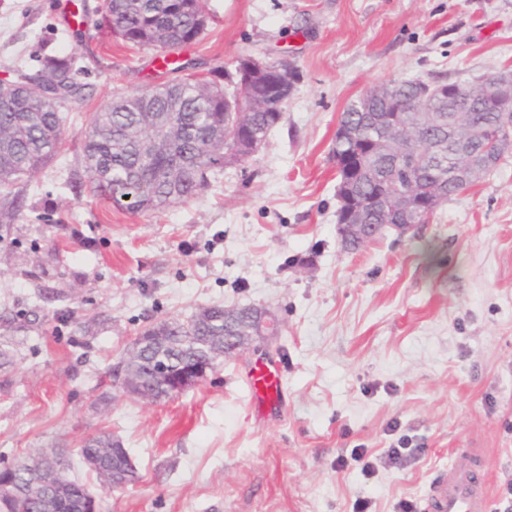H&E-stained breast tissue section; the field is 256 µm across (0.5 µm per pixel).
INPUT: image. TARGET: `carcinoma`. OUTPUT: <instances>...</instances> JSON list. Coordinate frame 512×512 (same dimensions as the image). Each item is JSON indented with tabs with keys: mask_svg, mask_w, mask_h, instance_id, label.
Instances as JSON below:
<instances>
[{
	"mask_svg": "<svg viewBox=\"0 0 512 512\" xmlns=\"http://www.w3.org/2000/svg\"><path fill=\"white\" fill-rule=\"evenodd\" d=\"M104 18L125 41L139 46L177 48L197 40L207 26L205 0H109ZM20 89L9 99L0 100V207L11 215L22 208L16 186L33 177L55 157L63 134V118L57 103L63 98L85 97V85L77 82L74 58L69 54H47L36 69L16 64ZM497 75L476 83L438 80H405L394 83L396 98L386 100L374 88L351 102L341 121L360 130L348 144L350 163L339 164L337 191L361 202L385 194L376 177L393 167L395 158L375 148L374 140L385 135L384 126L368 123L369 113L382 117L399 113L408 119L416 101L429 96L436 103L434 120L424 129L418 149L426 159L412 170V178L426 196L440 197L445 203L465 190L457 183H440L448 173V161L472 157L475 164H487L512 147V96L485 98ZM261 91H231L224 101V89L192 77L155 91L135 92L112 100L97 112L83 146L82 162L93 193H104L112 202L133 212L159 211L171 204L186 202L208 184V173L224 167V156L210 145L212 135L233 119L237 97L244 99ZM283 103L272 101L262 112L251 114L253 133L264 142L282 119ZM467 123L482 136L499 137L502 150H484L480 139L465 144L456 140L453 118ZM403 220L381 211L370 216L375 228L368 238L356 243V251L374 241L384 225ZM224 336V306L215 304L195 312L188 320L167 319L143 329L134 343L140 352L132 364V380L158 400L169 394L152 378L157 355L174 366L190 369L207 359L213 343ZM107 449L101 466L93 469L97 478L107 481L121 475L126 483L138 480L135 469L127 468V455H114L108 449L119 445L109 434L86 441L82 455L95 451L94 444ZM29 457L25 456L0 474L19 486L14 512H84L90 493L83 484L65 476L55 481L48 493L29 487Z\"/></svg>",
	"mask_w": 512,
	"mask_h": 512,
	"instance_id": "carcinoma-1",
	"label": "carcinoma"
}]
</instances>
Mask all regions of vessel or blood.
I'll list each match as a JSON object with an SVG mask.
<instances>
[{
    "mask_svg": "<svg viewBox=\"0 0 512 512\" xmlns=\"http://www.w3.org/2000/svg\"><path fill=\"white\" fill-rule=\"evenodd\" d=\"M253 389L252 404L259 418L281 417L285 393L279 362L254 365L247 375ZM425 512H486L487 494L478 475L464 465L449 466L430 488L424 500Z\"/></svg>",
    "mask_w": 512,
    "mask_h": 512,
    "instance_id": "b4317fda",
    "label": "vessel or blood"
}]
</instances>
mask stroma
I'll return each instance as SVG.
<instances>
[{
  "mask_svg": "<svg viewBox=\"0 0 512 512\" xmlns=\"http://www.w3.org/2000/svg\"><path fill=\"white\" fill-rule=\"evenodd\" d=\"M0 0V78L42 52L75 57L84 98L59 105L53 162L0 223V467L66 450L100 512H423L449 465L483 462L488 512L512 482V155L405 237L355 252L337 234L342 112L378 85L512 70V0H206L208 23L172 51L125 42L103 0ZM290 62L300 80L249 159L157 213L90 193L82 144L113 98L183 73L226 84L239 59ZM255 305L277 335L221 358L201 385L154 404L113 367L148 325L200 308ZM284 368L286 411L257 420L246 375ZM108 433L138 481L103 486L83 443ZM410 450L389 463L388 448ZM370 449L364 476L352 449ZM349 457L336 470L338 456Z\"/></svg>",
  "mask_w": 512,
  "mask_h": 512,
  "instance_id": "obj_1",
  "label": "stroma"
}]
</instances>
